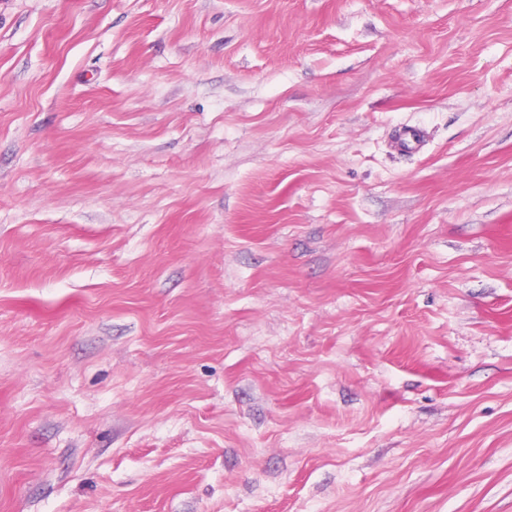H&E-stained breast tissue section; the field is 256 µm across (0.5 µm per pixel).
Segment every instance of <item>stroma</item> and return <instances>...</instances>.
<instances>
[{
    "instance_id": "1",
    "label": "stroma",
    "mask_w": 512,
    "mask_h": 512,
    "mask_svg": "<svg viewBox=\"0 0 512 512\" xmlns=\"http://www.w3.org/2000/svg\"><path fill=\"white\" fill-rule=\"evenodd\" d=\"M0 512H512V0H0Z\"/></svg>"
}]
</instances>
